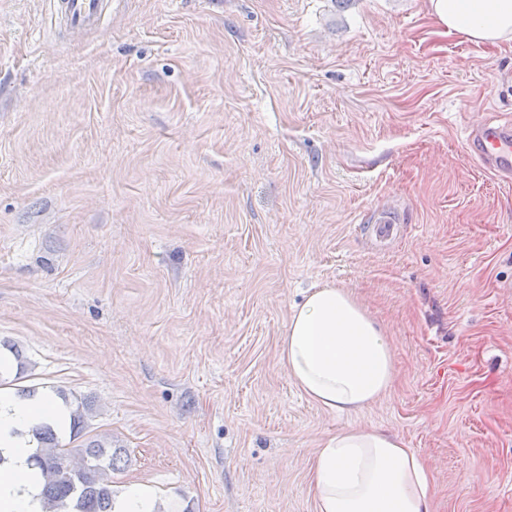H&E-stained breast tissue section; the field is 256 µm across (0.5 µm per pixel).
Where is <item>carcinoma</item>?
<instances>
[{"label":"carcinoma","mask_w":512,"mask_h":512,"mask_svg":"<svg viewBox=\"0 0 512 512\" xmlns=\"http://www.w3.org/2000/svg\"><path fill=\"white\" fill-rule=\"evenodd\" d=\"M57 394L68 410L70 438H83L92 416L91 402L77 398L71 404L63 391ZM59 434L48 424L31 429L37 442L32 462L42 477L40 496L44 512H112L114 491L110 472L116 470L125 449L108 447L92 437L66 448Z\"/></svg>","instance_id":"1"}]
</instances>
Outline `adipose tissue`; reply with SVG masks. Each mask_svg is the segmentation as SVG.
I'll use <instances>...</instances> for the list:
<instances>
[{
    "mask_svg": "<svg viewBox=\"0 0 512 512\" xmlns=\"http://www.w3.org/2000/svg\"><path fill=\"white\" fill-rule=\"evenodd\" d=\"M449 32L477 45L512 44V0H429ZM280 359L296 387L319 407L358 413L392 386L394 353L383 328L352 293L324 285L293 309ZM51 396L0 398V512H42L29 429L63 420ZM316 512H432L430 469L395 435L350 427L327 437L310 470Z\"/></svg>",
    "mask_w": 512,
    "mask_h": 512,
    "instance_id": "ef3b65f1",
    "label": "adipose tissue"
}]
</instances>
